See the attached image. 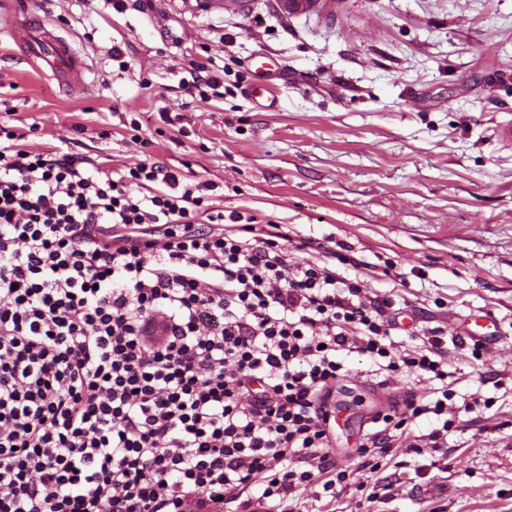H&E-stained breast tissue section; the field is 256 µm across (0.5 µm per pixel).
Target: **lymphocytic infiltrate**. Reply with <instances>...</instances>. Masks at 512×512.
Returning a JSON list of instances; mask_svg holds the SVG:
<instances>
[{"mask_svg":"<svg viewBox=\"0 0 512 512\" xmlns=\"http://www.w3.org/2000/svg\"><path fill=\"white\" fill-rule=\"evenodd\" d=\"M17 138L0 127V512H188L257 481L268 505L332 494L343 357L447 381L439 332L396 354L390 300L345 255L295 261L281 225L210 212L177 170L91 171ZM203 214L236 227L149 237ZM447 413L414 396L376 413L358 455Z\"/></svg>","mask_w":512,"mask_h":512,"instance_id":"lymphocytic-infiltrate-1","label":"lymphocytic infiltrate"}]
</instances>
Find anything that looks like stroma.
I'll list each match as a JSON object with an SVG mask.
<instances>
[{
  "mask_svg": "<svg viewBox=\"0 0 512 512\" xmlns=\"http://www.w3.org/2000/svg\"><path fill=\"white\" fill-rule=\"evenodd\" d=\"M30 2L89 71L59 86L0 35V126L24 148L213 183V209L310 242L298 261L350 246L345 274L391 299L396 345L443 331V448L398 440L377 472L361 469L376 405L432 399L434 385H383L346 357L330 457L352 485L309 488L300 512H512V0H330L290 16L280 0ZM258 55L272 108L248 94ZM198 64L218 87L194 85ZM487 313L494 339L460 341Z\"/></svg>",
  "mask_w": 512,
  "mask_h": 512,
  "instance_id": "35a3bbf8",
  "label": "stroma"
}]
</instances>
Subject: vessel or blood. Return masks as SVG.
Segmentation results:
<instances>
[{"label": "vessel or blood", "instance_id": "1", "mask_svg": "<svg viewBox=\"0 0 512 512\" xmlns=\"http://www.w3.org/2000/svg\"><path fill=\"white\" fill-rule=\"evenodd\" d=\"M8 19L9 35L23 48L31 66L50 72L61 85L84 83L87 73L84 61L68 40L35 20L26 0H18L15 12Z\"/></svg>", "mask_w": 512, "mask_h": 512}]
</instances>
